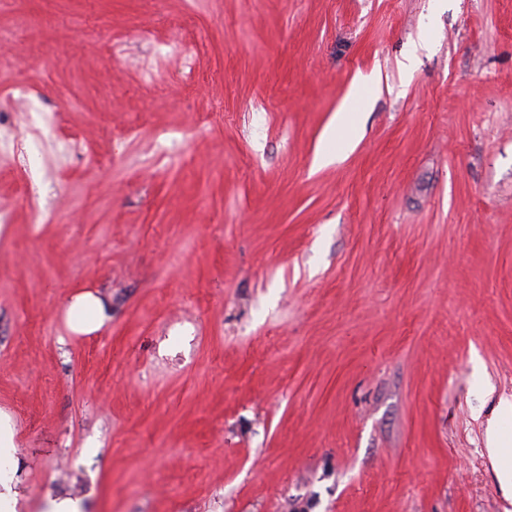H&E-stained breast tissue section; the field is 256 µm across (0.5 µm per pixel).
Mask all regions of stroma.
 Segmentation results:
<instances>
[{"mask_svg":"<svg viewBox=\"0 0 512 512\" xmlns=\"http://www.w3.org/2000/svg\"><path fill=\"white\" fill-rule=\"evenodd\" d=\"M0 28L43 59L0 73L19 512H505L512 0H0ZM376 76L359 78L352 82L347 94L346 105L341 106L336 112V117L330 125L326 137L330 141L332 138L340 135L342 137L343 148L351 147L361 136L362 130L360 123H350V114L347 112L353 103H366L373 92ZM67 318L71 328L81 334L98 330L108 318L102 300L92 292L76 294L67 308ZM512 420V400L502 398L497 416L490 421L487 430L486 449L498 479L510 496L512 495V429L505 420ZM512 499V496H511Z\"/></svg>","mask_w":512,"mask_h":512,"instance_id":"1","label":"stroma"}]
</instances>
